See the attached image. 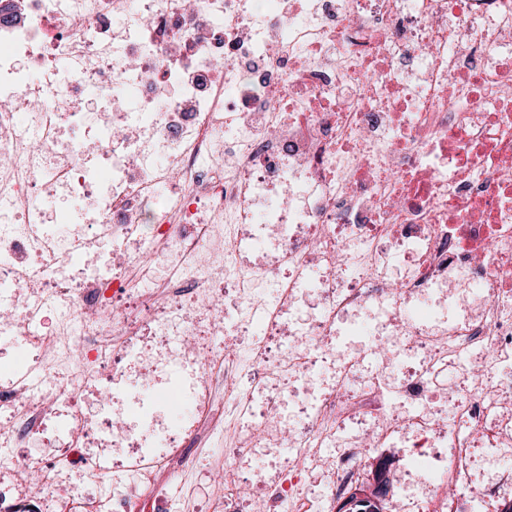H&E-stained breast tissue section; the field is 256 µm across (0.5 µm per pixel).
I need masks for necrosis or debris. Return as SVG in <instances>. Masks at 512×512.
I'll return each instance as SVG.
<instances>
[{"instance_id":"necrosis-or-debris-1","label":"necrosis or debris","mask_w":512,"mask_h":512,"mask_svg":"<svg viewBox=\"0 0 512 512\" xmlns=\"http://www.w3.org/2000/svg\"><path fill=\"white\" fill-rule=\"evenodd\" d=\"M374 314L369 369L334 343ZM0 335L31 357L0 382V446L67 419L50 458L12 460L29 495L0 486V512L152 495L172 461L155 449L126 495L43 491L81 463L86 400L124 446L170 391L196 402L187 366L208 378L204 438L287 448L263 503L338 446L336 512L365 449L436 433L455 454L420 462L428 488L463 482L479 444L512 494V0H0ZM129 362L150 392L121 412ZM213 482L211 512L258 490Z\"/></svg>"}]
</instances>
